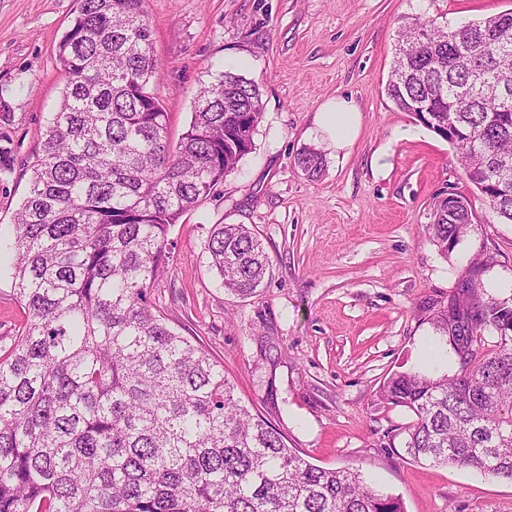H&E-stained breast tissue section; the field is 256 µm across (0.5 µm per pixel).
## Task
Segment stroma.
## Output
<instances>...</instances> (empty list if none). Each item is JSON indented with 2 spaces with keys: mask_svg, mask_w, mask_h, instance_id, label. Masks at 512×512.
Instances as JSON below:
<instances>
[{
  "mask_svg": "<svg viewBox=\"0 0 512 512\" xmlns=\"http://www.w3.org/2000/svg\"><path fill=\"white\" fill-rule=\"evenodd\" d=\"M78 5L0 0V150L11 159L0 174V346L27 320L12 289L13 218L66 84L56 50ZM146 8L171 141L189 126L200 82L218 71L257 81L264 107L238 171L171 226L153 305L223 365L242 405L280 425L312 463L361 468L405 512H512V481L406 459L397 430L412 414L377 398L392 373L456 371L428 315L447 304L471 258L492 255L487 290L512 295V224L489 214L448 142L386 95L398 28L411 17L455 28L512 11V0H147ZM335 97L361 116L343 150L315 126ZM309 146L325 159L314 180L297 163ZM449 189L471 199L480 221L444 256L426 226ZM213 224H244L261 240L272 267L257 296L228 292L210 268ZM268 348L276 367L262 361Z\"/></svg>",
  "mask_w": 512,
  "mask_h": 512,
  "instance_id": "stroma-1",
  "label": "stroma"
}]
</instances>
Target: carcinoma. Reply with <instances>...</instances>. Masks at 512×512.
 Masks as SVG:
<instances>
[{"mask_svg":"<svg viewBox=\"0 0 512 512\" xmlns=\"http://www.w3.org/2000/svg\"><path fill=\"white\" fill-rule=\"evenodd\" d=\"M146 0H80L57 47L59 107L14 214L12 281L28 315L0 351V512H404L361 470L328 469L234 396L224 367L149 301L168 232L254 147L258 83L229 68L200 86L176 146L152 89L162 69ZM512 11L445 30L399 27L386 94L450 142L490 212L512 224ZM310 178L324 158H298ZM448 256L477 227L472 201L435 202ZM205 250L224 288L256 295L272 262L245 224H213ZM489 259L458 270L429 323L465 335L457 371L395 372L379 400L413 414L415 463L512 481V298L487 294Z\"/></svg>","mask_w":512,"mask_h":512,"instance_id":"obj_1","label":"carcinoma"}]
</instances>
